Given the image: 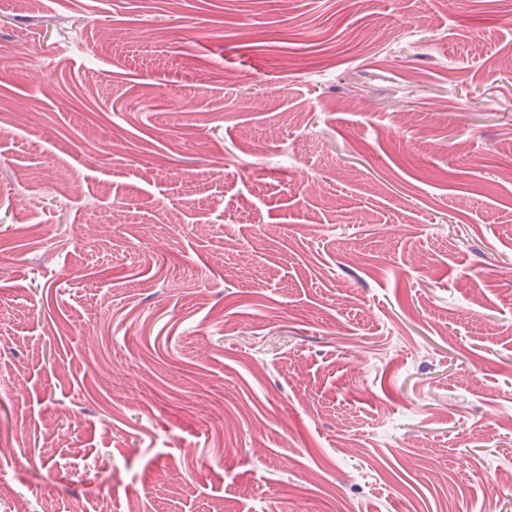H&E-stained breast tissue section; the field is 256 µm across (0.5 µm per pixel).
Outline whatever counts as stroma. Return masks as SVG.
I'll use <instances>...</instances> for the list:
<instances>
[{
  "mask_svg": "<svg viewBox=\"0 0 512 512\" xmlns=\"http://www.w3.org/2000/svg\"><path fill=\"white\" fill-rule=\"evenodd\" d=\"M0 43V512H512V0Z\"/></svg>",
  "mask_w": 512,
  "mask_h": 512,
  "instance_id": "1",
  "label": "stroma"
}]
</instances>
